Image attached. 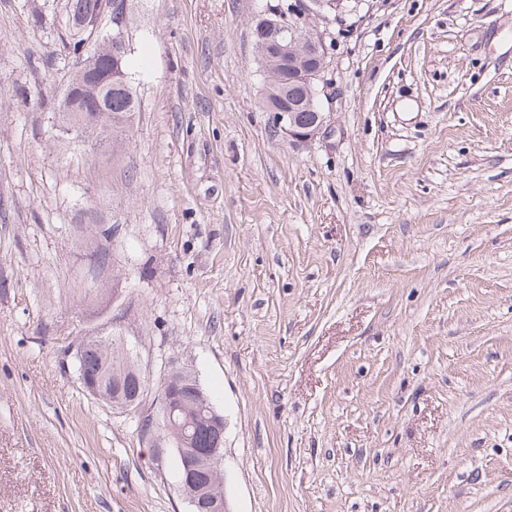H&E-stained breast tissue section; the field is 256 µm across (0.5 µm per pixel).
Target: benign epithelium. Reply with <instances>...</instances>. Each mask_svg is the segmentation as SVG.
<instances>
[{
	"mask_svg": "<svg viewBox=\"0 0 512 512\" xmlns=\"http://www.w3.org/2000/svg\"><path fill=\"white\" fill-rule=\"evenodd\" d=\"M345 0H280L256 19L253 27L255 51L266 74L267 91L276 96L278 105L266 103L270 112L277 113V122L288 136L296 139L314 137L323 128L324 73L326 43L324 32L311 24L316 17L341 7ZM115 18L112 34L104 37L99 24L83 14L72 17L73 25L82 35V42L73 52L80 65L64 84V99L82 89L91 91L86 98L85 112H106L112 90H131L128 75L123 69L126 55L125 29L129 13L128 0H108ZM106 41L110 54L102 61L86 54L89 41ZM288 69L289 80L280 81V71ZM163 399L165 423L171 436L162 437L155 424L141 419L139 434L143 443L152 448L153 457L160 459L170 448L177 450L180 459L179 483L191 506V512H226L224 493L212 485V477L221 469L224 458V416L218 412L202 390L199 380L188 367L178 368L172 359L164 365ZM188 383L199 395L203 423L217 435L212 448L193 447L195 424L177 416L179 407L172 386ZM86 392L114 411H128L138 405L146 387L140 378L135 385L124 387L121 377L112 378V390L96 379H82Z\"/></svg>",
	"mask_w": 512,
	"mask_h": 512,
	"instance_id": "7a95c632",
	"label": "benign epithelium"
}]
</instances>
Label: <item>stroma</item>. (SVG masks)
I'll return each instance as SVG.
<instances>
[{"instance_id": "obj_1", "label": "stroma", "mask_w": 512, "mask_h": 512, "mask_svg": "<svg viewBox=\"0 0 512 512\" xmlns=\"http://www.w3.org/2000/svg\"><path fill=\"white\" fill-rule=\"evenodd\" d=\"M276 2L132 0L138 108L78 144L71 0H0V512H190L138 432L171 358L224 415L227 512H512V0L317 20L307 140L265 104ZM116 326L137 412L77 376ZM128 371L135 376V385L131 388L124 387V380L121 377L112 378V390H107L105 383L97 379L82 378V386L86 392L99 402L109 406L113 411L124 412L133 409L138 405L145 394L146 387L138 376L136 369L129 367Z\"/></svg>"}]
</instances>
